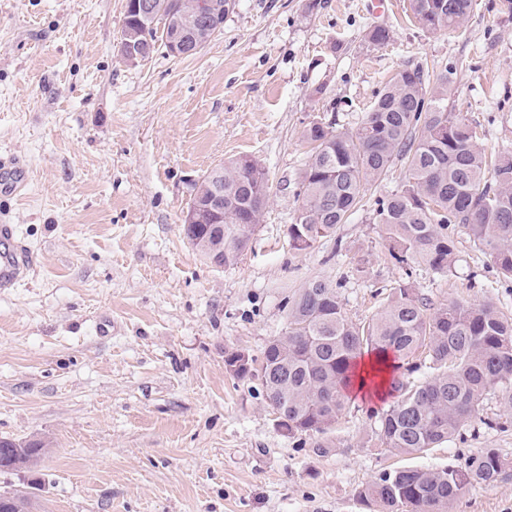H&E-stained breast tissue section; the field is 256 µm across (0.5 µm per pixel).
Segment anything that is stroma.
<instances>
[{"mask_svg": "<svg viewBox=\"0 0 512 512\" xmlns=\"http://www.w3.org/2000/svg\"><path fill=\"white\" fill-rule=\"evenodd\" d=\"M197 54L137 63L117 52L126 0H0V155L23 159V196L0 187V221L35 255L0 292V436L44 441L30 471L0 474L33 512H378L361 490L397 467H461L487 448L507 461L451 512H512V408L484 402L499 428L470 426L422 454L378 448L372 406L352 400L329 448L276 427L255 382L224 353L261 357L286 302L312 280L337 285L349 317L379 311L401 279L373 221L390 175L335 236L292 249L314 116L356 129L403 68L452 74L448 107L478 119L487 153H512V0H474L466 26L431 34L411 0H236ZM386 27L373 45L368 33ZM249 156L270 202L233 265L208 267L182 224L196 183ZM411 282L433 304L491 301L512 288L466 232L448 275ZM115 320L99 333L102 317Z\"/></svg>", "mask_w": 512, "mask_h": 512, "instance_id": "stroma-1", "label": "stroma"}]
</instances>
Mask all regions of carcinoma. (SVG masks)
<instances>
[{
    "label": "carcinoma",
    "mask_w": 512,
    "mask_h": 512,
    "mask_svg": "<svg viewBox=\"0 0 512 512\" xmlns=\"http://www.w3.org/2000/svg\"><path fill=\"white\" fill-rule=\"evenodd\" d=\"M233 13L236 0H141L146 24L123 22L124 40L149 39L167 47L177 17L198 21L210 5ZM472 0H412L414 17L429 33L459 29L470 18ZM418 67L404 68L366 113L355 131L336 121L313 120L302 137L309 145L300 172L299 207L288 225L292 247L306 250L336 233L366 192L396 165L404 177L375 202L390 257L412 277L421 269L447 274L455 262L456 234L466 230L474 246L493 259L498 275L512 284V155L501 156L487 173L481 124L448 109V79L427 86ZM221 174L224 223L184 229L209 265L238 261L267 207L268 174L262 164L240 157L214 167L194 196L206 195L211 178ZM392 356L391 390L399 399L375 415L381 446L400 454L422 453L454 437L474 422L498 426L483 415L489 392L507 385L502 399L512 407V314L492 302L451 300L433 307L406 280L386 290L382 310L356 323L336 287L315 280L288 302L285 332L267 344L261 362L264 396L281 412L277 426L290 438L303 433L325 440L348 407L356 362L364 355ZM240 351L224 355L225 370L246 380ZM43 448L41 440H0V472L12 473V448ZM505 471L494 448L469 458L464 466L439 470L400 468L383 471L362 489L381 512H450L461 491L492 485ZM28 495L12 493L0 512H26Z\"/></svg>",
    "instance_id": "carcinoma-1"
}]
</instances>
